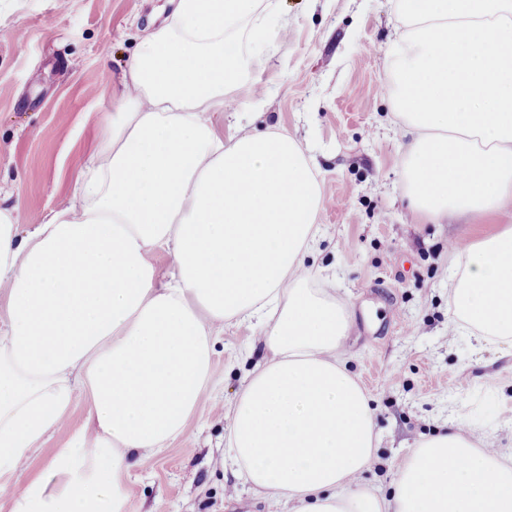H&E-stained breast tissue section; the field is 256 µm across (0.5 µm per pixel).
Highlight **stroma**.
<instances>
[{
  "mask_svg": "<svg viewBox=\"0 0 512 512\" xmlns=\"http://www.w3.org/2000/svg\"><path fill=\"white\" fill-rule=\"evenodd\" d=\"M395 0H278L287 20L258 78L270 94L255 129L282 127L320 170V242L307 266L355 310L346 362L372 398L378 448L364 487L390 497L397 462L451 421L512 395V357L448 332L449 246L512 226L491 217H412L402 145L384 84ZM172 0H0V206L38 224L70 200L97 146L93 113ZM244 325L216 339L212 402L186 433L125 475L128 512H292L222 466L228 408L263 359Z\"/></svg>",
  "mask_w": 512,
  "mask_h": 512,
  "instance_id": "1",
  "label": "stroma"
}]
</instances>
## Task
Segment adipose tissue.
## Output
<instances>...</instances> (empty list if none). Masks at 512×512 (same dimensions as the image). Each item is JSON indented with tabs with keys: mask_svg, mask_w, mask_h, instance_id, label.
<instances>
[{
	"mask_svg": "<svg viewBox=\"0 0 512 512\" xmlns=\"http://www.w3.org/2000/svg\"><path fill=\"white\" fill-rule=\"evenodd\" d=\"M385 85L411 214L512 202V0H396ZM287 25L275 0H176L96 115L65 206L22 224L0 208V473L63 428L45 472L0 485L9 512H127L130 459L184 435L206 400L214 338L250 323L264 359L231 404L225 459L295 512H512V454L456 422L397 466L390 499L359 486L374 411L344 363L351 307L317 284L322 181L286 130L215 116ZM168 252L159 282L150 261ZM453 328L512 348V228L453 244Z\"/></svg>",
	"mask_w": 512,
	"mask_h": 512,
	"instance_id": "adipose-tissue-1",
	"label": "adipose tissue"
}]
</instances>
